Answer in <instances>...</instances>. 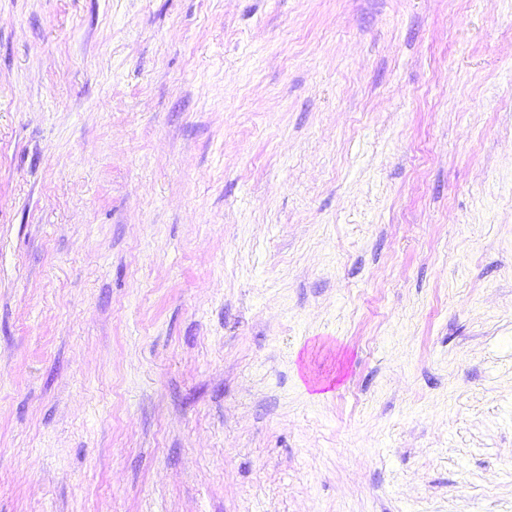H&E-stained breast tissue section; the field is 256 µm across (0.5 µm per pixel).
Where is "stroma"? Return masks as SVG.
Masks as SVG:
<instances>
[{"instance_id": "1", "label": "stroma", "mask_w": 512, "mask_h": 512, "mask_svg": "<svg viewBox=\"0 0 512 512\" xmlns=\"http://www.w3.org/2000/svg\"><path fill=\"white\" fill-rule=\"evenodd\" d=\"M0 512H512V0H0Z\"/></svg>"}]
</instances>
